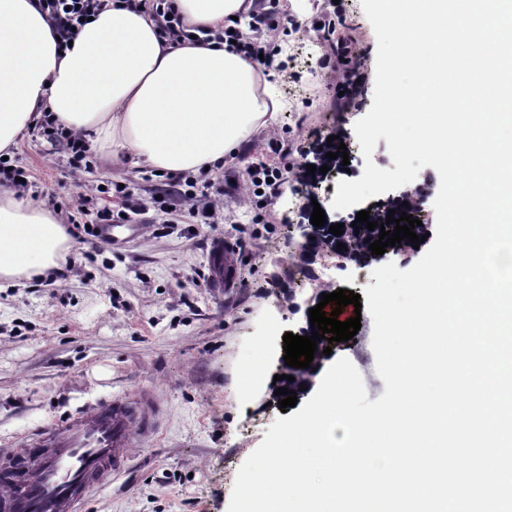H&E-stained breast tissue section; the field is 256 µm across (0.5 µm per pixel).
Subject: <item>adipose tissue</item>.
Here are the masks:
<instances>
[{"instance_id":"1","label":"adipose tissue","mask_w":512,"mask_h":512,"mask_svg":"<svg viewBox=\"0 0 512 512\" xmlns=\"http://www.w3.org/2000/svg\"><path fill=\"white\" fill-rule=\"evenodd\" d=\"M253 0H174L206 39L161 37L144 8L112 6L59 45L37 0H0V153L44 114L94 133L113 163L168 176L218 170L286 103L257 60L217 39ZM72 240L57 216L0 186V280L60 271Z\"/></svg>"}]
</instances>
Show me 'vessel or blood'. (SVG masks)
Segmentation results:
<instances>
[{
	"mask_svg": "<svg viewBox=\"0 0 512 512\" xmlns=\"http://www.w3.org/2000/svg\"><path fill=\"white\" fill-rule=\"evenodd\" d=\"M232 253L212 247L217 278L233 283ZM152 397L126 394L21 434L0 460V512H86L90 497L121 473L135 442L156 431Z\"/></svg>",
	"mask_w": 512,
	"mask_h": 512,
	"instance_id": "b4317fda",
	"label": "vessel or blood"
}]
</instances>
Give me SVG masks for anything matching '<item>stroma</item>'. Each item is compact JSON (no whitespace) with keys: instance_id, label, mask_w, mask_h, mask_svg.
<instances>
[{"instance_id":"1","label":"stroma","mask_w":512,"mask_h":512,"mask_svg":"<svg viewBox=\"0 0 512 512\" xmlns=\"http://www.w3.org/2000/svg\"><path fill=\"white\" fill-rule=\"evenodd\" d=\"M276 34L288 46L274 66L276 92L288 103L271 133L245 142L223 167L198 182L199 199L219 197L223 217L200 224L179 206L161 214L153 199L169 178L113 167L92 149L73 176L61 147L37 129L22 133L11 156L37 186L34 202L71 213L79 194L122 182L144 209L135 231L108 244L69 229L72 248L59 279L0 287V453L15 437L124 393L155 394L158 434L136 444L127 467L99 490L87 512H228L237 474L281 415L267 406L283 371V337L306 314L293 303L321 300V284L363 294L374 264L314 263V277L289 288L285 273L296 242L307 153L334 131L353 130L373 103L377 38L361 0H277ZM333 34H326L325 24ZM263 163L280 172L275 194H254L248 172ZM237 259L234 287H214L213 243ZM332 343L327 363L348 358L367 397L385 383L372 348L373 322ZM265 348L264 379L247 386L243 370Z\"/></svg>"}]
</instances>
